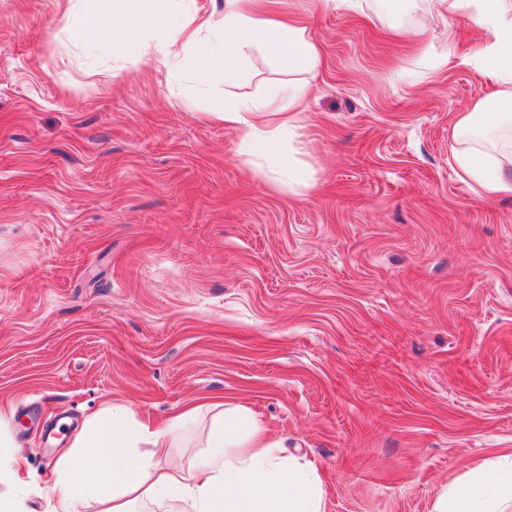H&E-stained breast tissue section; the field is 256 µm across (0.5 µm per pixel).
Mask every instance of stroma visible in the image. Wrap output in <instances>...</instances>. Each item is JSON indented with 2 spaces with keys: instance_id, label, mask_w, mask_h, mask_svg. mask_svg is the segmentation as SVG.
<instances>
[{
  "instance_id": "35a3bbf8",
  "label": "stroma",
  "mask_w": 512,
  "mask_h": 512,
  "mask_svg": "<svg viewBox=\"0 0 512 512\" xmlns=\"http://www.w3.org/2000/svg\"><path fill=\"white\" fill-rule=\"evenodd\" d=\"M63 0H0V407L20 477L48 473L112 399L163 425L257 412L313 458L324 512H434L512 449V198L457 175L451 128L490 85L481 34L433 21L429 71L394 37L424 0H282L324 54L297 157L306 194L252 173L180 74L84 48L56 66ZM282 75L254 54L236 90Z\"/></svg>"
}]
</instances>
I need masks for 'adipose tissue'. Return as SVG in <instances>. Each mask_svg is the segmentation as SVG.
Here are the masks:
<instances>
[{
    "mask_svg": "<svg viewBox=\"0 0 512 512\" xmlns=\"http://www.w3.org/2000/svg\"><path fill=\"white\" fill-rule=\"evenodd\" d=\"M281 0H224V20L198 0H66L55 57L62 65L80 59L84 44L114 54H153L183 74L173 95L187 108L216 84L236 85L254 53L273 60L284 78L264 96L225 99L208 117L237 132L245 163L261 159L277 187L292 196L309 191V170L282 153L304 136L308 87L322 50L305 24L280 8ZM427 15L406 36L427 45L431 16L461 19L480 29L479 70L495 93L461 113L453 126L454 158L461 179L488 198H512V0H427ZM211 428L203 453L186 465L169 457L189 436L202 413ZM50 512H139L147 503L178 501L183 512H324L326 489L310 458L285 452L283 437L240 405H195L154 429L131 407L115 400L87 417L52 471ZM512 502V465L481 475L441 494L435 512H502Z\"/></svg>",
    "mask_w": 512,
    "mask_h": 512,
    "instance_id": "1",
    "label": "adipose tissue"
}]
</instances>
